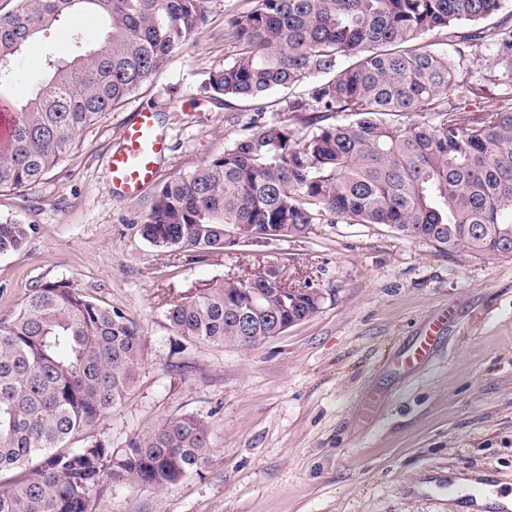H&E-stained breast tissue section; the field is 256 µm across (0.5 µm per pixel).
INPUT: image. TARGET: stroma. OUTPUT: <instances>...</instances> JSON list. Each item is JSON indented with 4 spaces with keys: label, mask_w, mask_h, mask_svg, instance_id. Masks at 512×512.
I'll use <instances>...</instances> for the list:
<instances>
[{
    "label": "stroma",
    "mask_w": 512,
    "mask_h": 512,
    "mask_svg": "<svg viewBox=\"0 0 512 512\" xmlns=\"http://www.w3.org/2000/svg\"><path fill=\"white\" fill-rule=\"evenodd\" d=\"M249 0H206L207 22L150 81L83 136L34 188L0 192V223L36 225L0 254V321L45 282L69 283L122 311L144 336L128 394L75 447L128 448L166 420L205 421L215 454L164 490L100 483L92 512H448L454 472L485 474L512 494V257L447 255L381 224H317L284 241L241 243L202 260L162 251L141 234L160 184L185 176L256 130L251 101L203 94L233 49L229 13ZM103 38L84 10L39 33L14 69L34 93L45 60L75 32ZM488 46L467 48L455 99L462 120L504 78ZM14 83L0 99L20 105ZM156 112L168 148L139 194L113 192L109 159L141 108ZM276 269L286 286L322 294L318 312L254 348L179 335L171 304L228 275ZM443 321L431 360L405 358Z\"/></svg>",
    "instance_id": "35a3bbf8"
}]
</instances>
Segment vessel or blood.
I'll use <instances>...</instances> for the list:
<instances>
[{"label":"vessel or blood","mask_w":512,"mask_h":512,"mask_svg":"<svg viewBox=\"0 0 512 512\" xmlns=\"http://www.w3.org/2000/svg\"><path fill=\"white\" fill-rule=\"evenodd\" d=\"M165 135L157 124L155 112L141 109L122 134V146L109 161L112 185L115 189L133 195L154 180L157 159L167 149Z\"/></svg>","instance_id":"vessel-or-blood-1"}]
</instances>
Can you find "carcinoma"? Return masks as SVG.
Instances as JSON below:
<instances>
[{"instance_id": "cac0c4a2", "label": "carcinoma", "mask_w": 512, "mask_h": 512, "mask_svg": "<svg viewBox=\"0 0 512 512\" xmlns=\"http://www.w3.org/2000/svg\"><path fill=\"white\" fill-rule=\"evenodd\" d=\"M205 0H20L0 16V83L38 33L92 9L108 22L94 47L72 37L70 59L46 60L47 79L18 109L10 148L0 151V191L39 183L89 126L163 68L206 22ZM504 0H253L230 13L224 35L237 53L209 72L204 92L256 99L288 92V111L309 112L310 132L277 117L162 184L141 231L160 249L192 257L242 240L306 235L326 216L382 224L453 255L512 256V87L462 124L454 60L422 44L434 32L497 47L512 75V29L482 23ZM319 78L308 97L294 87ZM36 225L0 224V253L19 249ZM319 291L254 288L225 278L175 302L183 336L253 348L310 318ZM140 327L63 281L35 286L0 321V473L26 477L0 490V512H92L105 479L168 488L204 469L208 428L168 420L122 451L68 443L135 382Z\"/></svg>"}]
</instances>
